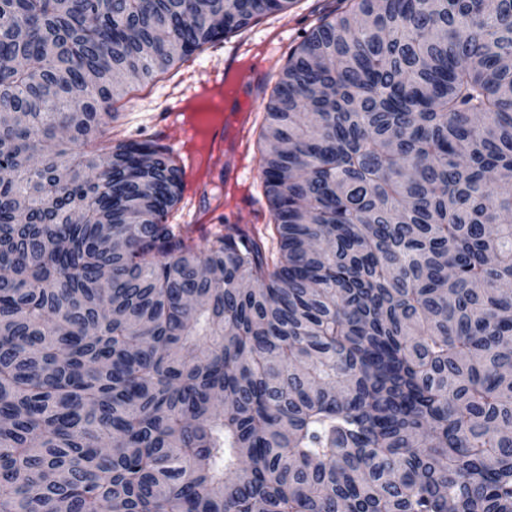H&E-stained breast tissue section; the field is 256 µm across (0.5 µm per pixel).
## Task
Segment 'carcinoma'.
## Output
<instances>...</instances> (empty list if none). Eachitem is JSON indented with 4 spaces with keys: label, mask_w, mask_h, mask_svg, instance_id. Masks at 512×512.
<instances>
[{
    "label": "carcinoma",
    "mask_w": 512,
    "mask_h": 512,
    "mask_svg": "<svg viewBox=\"0 0 512 512\" xmlns=\"http://www.w3.org/2000/svg\"><path fill=\"white\" fill-rule=\"evenodd\" d=\"M207 2L0 0V512H512V0H340L196 238L118 102L300 0ZM240 149V145L237 147L231 145L224 151V170L226 177L228 174L232 175L231 178L237 177L238 173L241 171L237 162V152ZM247 162L257 170L258 176L251 181L236 186L229 198L226 197L224 170L220 171L215 168L208 170L206 176L208 189L204 185H201L197 188V193H199L200 196H207L209 190L210 197L204 208L205 210L214 206L219 201H223L224 205L220 209L222 213L220 216L224 217V224H240L242 215L250 211L254 215H258V220L254 218L252 224H255L257 227H262L269 221V213L260 195V188L258 187L259 169L255 162H250V156L247 157Z\"/></svg>",
    "instance_id": "cac0c4a2"
}]
</instances>
